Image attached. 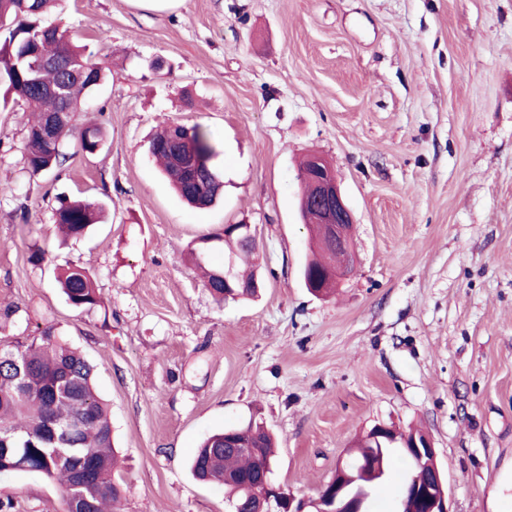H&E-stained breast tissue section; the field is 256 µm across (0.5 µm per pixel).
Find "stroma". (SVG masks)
Instances as JSON below:
<instances>
[{"label":"stroma","instance_id":"1","mask_svg":"<svg viewBox=\"0 0 512 512\" xmlns=\"http://www.w3.org/2000/svg\"><path fill=\"white\" fill-rule=\"evenodd\" d=\"M44 21L104 63L72 124L106 140L28 172L33 114L0 81V348L49 328L95 365L123 512H230L189 460L252 419L277 436L271 477L297 498L384 423L430 436L450 512H512V0H59ZM171 122L211 136L224 196L208 209L148 152ZM313 152L354 216L356 272L324 298L300 276ZM63 196L105 203L106 222L61 240ZM243 220L263 286L220 305L185 253L209 238L222 266L224 227ZM69 265L92 277L94 310L59 288ZM0 498L65 510L35 474L0 476Z\"/></svg>","mask_w":512,"mask_h":512}]
</instances>
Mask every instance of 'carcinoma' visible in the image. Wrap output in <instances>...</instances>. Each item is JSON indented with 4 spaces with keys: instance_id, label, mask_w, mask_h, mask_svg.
I'll return each instance as SVG.
<instances>
[{
    "instance_id": "obj_1",
    "label": "carcinoma",
    "mask_w": 512,
    "mask_h": 512,
    "mask_svg": "<svg viewBox=\"0 0 512 512\" xmlns=\"http://www.w3.org/2000/svg\"><path fill=\"white\" fill-rule=\"evenodd\" d=\"M50 0H0V75L6 78L8 90L22 99L36 118L29 126L24 144V162L33 174L45 167L61 168L69 159L63 147L52 149L43 139L41 128L47 114L57 110L58 98L51 88L58 84L55 71L38 68L45 56L64 58L76 71L73 80L63 86V94L73 106L88 97L102 80V69L86 48L76 45L72 34L58 25H44L40 16ZM76 140L77 151L92 154L102 145L103 136L96 126H87L76 133L66 130L64 137ZM153 158L175 192L189 205L206 208L221 196L224 181L220 173L204 175L188 183L175 166L176 156L197 158L204 162L213 153L209 134L200 126L167 125L152 140ZM103 206L87 200L59 199L53 223L67 236L79 238L87 228L100 222ZM305 223L313 228L311 257L307 259L302 277L305 287L323 294L336 287L329 271L342 262L341 253L318 246L321 240L320 217L310 210L302 211ZM222 240L231 246L227 263L232 277L244 284L236 292H224L218 277L222 269L206 272L205 286L218 302L252 297L256 289L254 273H243L240 261H253L258 255L256 241L236 233L224 232ZM68 302L77 308L92 309L100 297L85 271L68 267L58 274ZM243 435L247 448L224 447V433L206 439L191 460L193 476L203 482L224 485L228 500H245L243 487L264 492L261 474L271 470L273 439L268 429L256 421L248 422ZM395 430L377 442L362 434L358 439L355 461L376 455L383 470L364 471L343 480L341 497H351L357 486L370 491L387 479L391 458L398 454L408 463L403 486L432 484L430 466L413 456L406 448L390 442ZM0 475L32 473L60 480L66 493V508L75 502L87 512H121L122 492L115 474L119 461L113 445L112 423L106 405L94 387V366L79 352L68 347L52 330L43 331L39 339L15 349H0ZM398 512H424L421 499L400 493Z\"/></svg>"
}]
</instances>
